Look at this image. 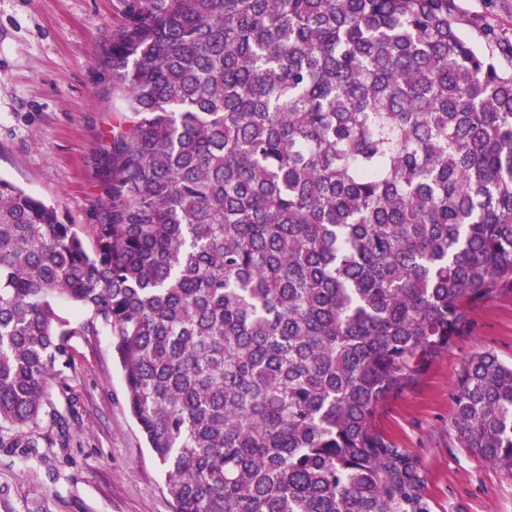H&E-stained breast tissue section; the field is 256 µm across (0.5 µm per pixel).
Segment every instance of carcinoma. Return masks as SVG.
<instances>
[{
	"mask_svg": "<svg viewBox=\"0 0 512 512\" xmlns=\"http://www.w3.org/2000/svg\"><path fill=\"white\" fill-rule=\"evenodd\" d=\"M145 2L103 60L92 246L0 179V448L60 424L101 329L173 512H429L373 417L512 292V70L456 0ZM452 400L512 470V364Z\"/></svg>",
	"mask_w": 512,
	"mask_h": 512,
	"instance_id": "obj_1",
	"label": "carcinoma"
}]
</instances>
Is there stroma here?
Wrapping results in <instances>:
<instances>
[{
    "instance_id": "1",
    "label": "stroma",
    "mask_w": 512,
    "mask_h": 512,
    "mask_svg": "<svg viewBox=\"0 0 512 512\" xmlns=\"http://www.w3.org/2000/svg\"><path fill=\"white\" fill-rule=\"evenodd\" d=\"M144 0H0V177L58 205L79 231L96 221L99 155L119 102L105 49ZM463 39L486 52L512 44V0H457ZM410 388L373 425L418 467L430 512H512V471L467 454L449 434L461 368L479 352L512 363V293L474 307ZM57 411L68 447L0 448V512H172L158 462L125 400L106 333L71 341Z\"/></svg>"
}]
</instances>
